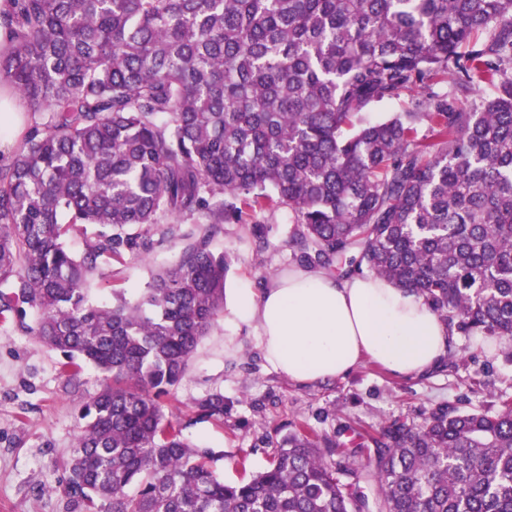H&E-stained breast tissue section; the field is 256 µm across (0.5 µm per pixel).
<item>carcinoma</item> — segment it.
<instances>
[{"instance_id":"cac0c4a2","label":"carcinoma","mask_w":512,"mask_h":512,"mask_svg":"<svg viewBox=\"0 0 512 512\" xmlns=\"http://www.w3.org/2000/svg\"><path fill=\"white\" fill-rule=\"evenodd\" d=\"M0 31V85L32 116L0 165V322L59 351L73 388L102 374L61 464L69 512H512L509 399L383 424L350 483L341 444L304 425L224 483V455L165 401L223 310L230 258L205 233L132 302L92 288L144 259L162 214L286 207L301 262L352 252L342 275L511 339L512 0H11ZM476 80L491 94L472 97ZM223 420L215 391L187 424Z\"/></svg>"}]
</instances>
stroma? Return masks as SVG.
I'll use <instances>...</instances> for the list:
<instances>
[{
  "label": "stroma",
  "mask_w": 512,
  "mask_h": 512,
  "mask_svg": "<svg viewBox=\"0 0 512 512\" xmlns=\"http://www.w3.org/2000/svg\"><path fill=\"white\" fill-rule=\"evenodd\" d=\"M292 229L284 208L237 224L213 225L203 213L163 216L151 229L153 247L145 260L116 262L105 273L113 288L135 299L185 243L206 231L212 248L232 259L227 287L259 289L297 266ZM230 319L222 313L200 341L166 406L186 414L196 399L223 392V422L197 423L183 434L223 452L216 468L228 482L264 470L272 454L264 438H279L302 424L343 443L394 419L422 423L442 404L493 412L512 399V343L505 339L453 333L443 366L418 378L397 377L366 362L344 377L302 386L262 358L248 329L236 333L238 349L225 352ZM59 361V353L35 336L0 325V512H67L60 463L76 443L77 411L99 390L102 376L86 368L79 388H71L59 374ZM242 456L243 469L237 465Z\"/></svg>",
  "instance_id": "obj_1"
}]
</instances>
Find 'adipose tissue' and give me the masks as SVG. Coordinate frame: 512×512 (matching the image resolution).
<instances>
[{
    "mask_svg": "<svg viewBox=\"0 0 512 512\" xmlns=\"http://www.w3.org/2000/svg\"><path fill=\"white\" fill-rule=\"evenodd\" d=\"M20 110L0 87L1 156L19 142ZM228 308L236 328L256 330L264 359L300 385L343 377L366 358L398 376H424L450 345L448 327L420 295L375 274L338 278L297 266L261 290L231 289Z\"/></svg>",
    "mask_w": 512,
    "mask_h": 512,
    "instance_id": "adipose-tissue-1",
    "label": "adipose tissue"
}]
</instances>
